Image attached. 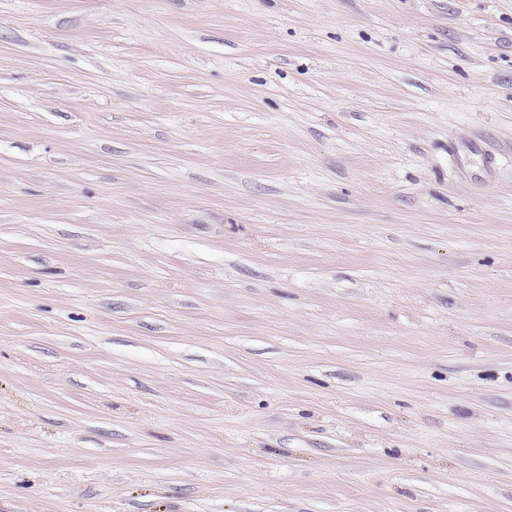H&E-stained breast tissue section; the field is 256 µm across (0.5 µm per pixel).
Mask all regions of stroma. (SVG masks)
Returning <instances> with one entry per match:
<instances>
[{"label": "stroma", "instance_id": "obj_1", "mask_svg": "<svg viewBox=\"0 0 512 512\" xmlns=\"http://www.w3.org/2000/svg\"><path fill=\"white\" fill-rule=\"evenodd\" d=\"M0 512H512V0H0Z\"/></svg>", "mask_w": 512, "mask_h": 512}]
</instances>
